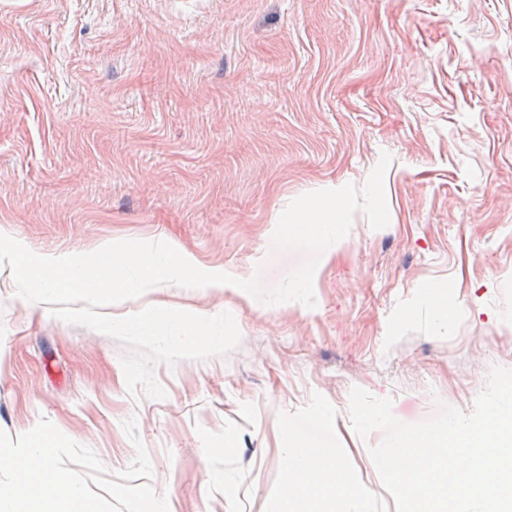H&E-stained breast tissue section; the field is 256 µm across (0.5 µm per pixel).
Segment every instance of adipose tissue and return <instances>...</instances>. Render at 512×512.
I'll return each mask as SVG.
<instances>
[{"label": "adipose tissue", "instance_id": "adipose-tissue-1", "mask_svg": "<svg viewBox=\"0 0 512 512\" xmlns=\"http://www.w3.org/2000/svg\"><path fill=\"white\" fill-rule=\"evenodd\" d=\"M282 459L287 481L272 512H291L294 503L302 499L313 503L316 512H335L340 504L344 505L345 512H362L360 503L348 490L342 470L333 460H326L319 473L310 472L308 451L295 437L289 438Z\"/></svg>", "mask_w": 512, "mask_h": 512}]
</instances>
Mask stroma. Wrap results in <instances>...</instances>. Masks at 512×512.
Returning a JSON list of instances; mask_svg holds the SVG:
<instances>
[{"mask_svg":"<svg viewBox=\"0 0 512 512\" xmlns=\"http://www.w3.org/2000/svg\"><path fill=\"white\" fill-rule=\"evenodd\" d=\"M384 151L390 222L355 214L315 307L164 293L231 313L240 341L157 365L162 400L128 393L126 346L0 266V430L48 419L113 473L136 418L169 512H270L294 434L365 512H395L351 390L413 424L472 412L512 368V0H0V230L38 255L164 241L269 288L307 258L274 245L276 218L363 185Z\"/></svg>","mask_w":512,"mask_h":512,"instance_id":"stroma-1","label":"stroma"}]
</instances>
